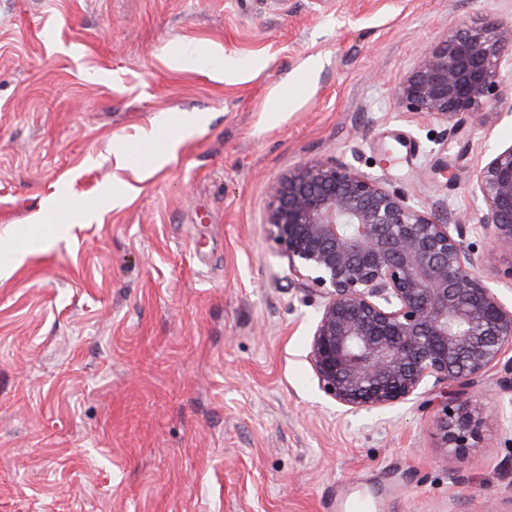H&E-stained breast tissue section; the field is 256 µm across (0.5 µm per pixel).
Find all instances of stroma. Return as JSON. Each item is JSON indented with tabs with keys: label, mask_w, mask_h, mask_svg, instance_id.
<instances>
[{
	"label": "stroma",
	"mask_w": 512,
	"mask_h": 512,
	"mask_svg": "<svg viewBox=\"0 0 512 512\" xmlns=\"http://www.w3.org/2000/svg\"><path fill=\"white\" fill-rule=\"evenodd\" d=\"M512 0H0V512H512V382L447 456L443 385L348 412L307 361L321 307L266 224L288 171L341 158L468 220L512 146V67L453 132L396 90L463 19ZM307 71L304 87L295 75ZM284 100L282 111L270 109ZM197 119L176 160L113 143ZM447 154L448 175L433 173ZM95 203L53 233L46 203Z\"/></svg>",
	"instance_id": "stroma-1"
}]
</instances>
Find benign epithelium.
Instances as JSON below:
<instances>
[{
    "mask_svg": "<svg viewBox=\"0 0 512 512\" xmlns=\"http://www.w3.org/2000/svg\"><path fill=\"white\" fill-rule=\"evenodd\" d=\"M511 46L512 17L464 20L423 52L397 98L462 130L493 100ZM472 194L482 251L465 243L468 225L337 158L273 184L266 219L298 284L323 298L308 353L320 390L353 412L408 402L430 380L456 388L435 431L459 460L486 428L466 389L512 373V307L484 276L494 252L512 251V146L476 172Z\"/></svg>",
    "mask_w": 512,
    "mask_h": 512,
    "instance_id": "7a95c632",
    "label": "benign epithelium"
}]
</instances>
